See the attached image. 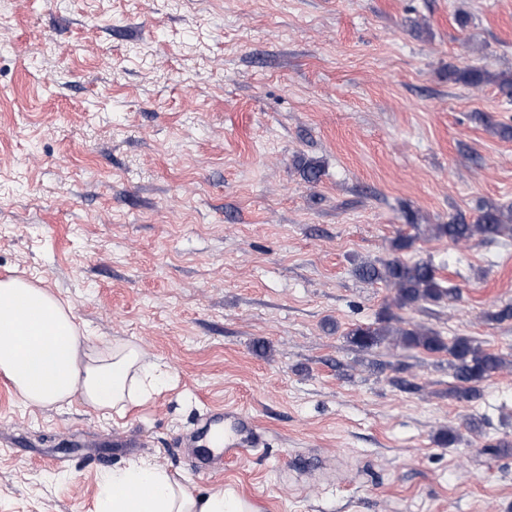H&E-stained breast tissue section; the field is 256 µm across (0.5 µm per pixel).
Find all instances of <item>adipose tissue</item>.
I'll return each mask as SVG.
<instances>
[{"instance_id": "adipose-tissue-1", "label": "adipose tissue", "mask_w": 512, "mask_h": 512, "mask_svg": "<svg viewBox=\"0 0 512 512\" xmlns=\"http://www.w3.org/2000/svg\"><path fill=\"white\" fill-rule=\"evenodd\" d=\"M0 378L29 405L80 396L99 411L124 412L160 379L132 343L90 347L71 307L21 278L0 279ZM98 512H259L249 498L224 490L193 493L166 468L140 460L104 472Z\"/></svg>"}]
</instances>
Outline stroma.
<instances>
[{"mask_svg":"<svg viewBox=\"0 0 512 512\" xmlns=\"http://www.w3.org/2000/svg\"><path fill=\"white\" fill-rule=\"evenodd\" d=\"M452 66L512 72V0H0V277L170 376L121 417L0 380V512H96L132 458L259 512H512V236L429 231L512 205V99ZM395 257L456 295L354 273ZM382 316L506 364L456 397L447 352L352 342ZM218 405L263 447H188ZM356 275L368 282H381L393 292V302L399 308H415L423 303L437 302L451 293L437 277L435 267L428 262L407 263L399 259L364 263Z\"/></svg>","mask_w":512,"mask_h":512,"instance_id":"obj_1","label":"stroma"}]
</instances>
